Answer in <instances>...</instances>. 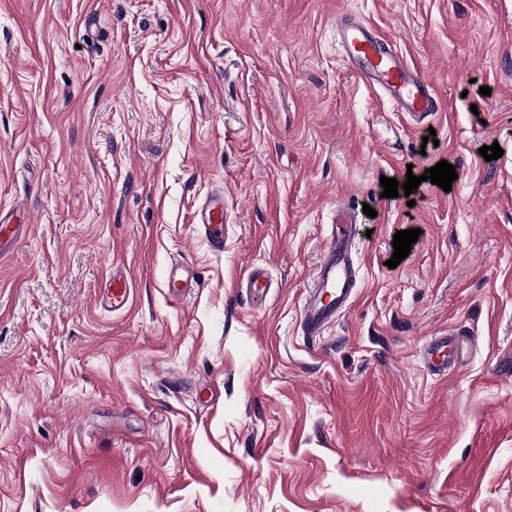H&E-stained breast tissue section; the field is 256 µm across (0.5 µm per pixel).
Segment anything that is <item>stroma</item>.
Listing matches in <instances>:
<instances>
[{
  "label": "stroma",
  "mask_w": 512,
  "mask_h": 512,
  "mask_svg": "<svg viewBox=\"0 0 512 512\" xmlns=\"http://www.w3.org/2000/svg\"><path fill=\"white\" fill-rule=\"evenodd\" d=\"M342 10L436 83L430 122L345 66ZM443 160L451 191L383 197ZM216 187L220 251L195 222ZM1 206L24 231L0 256V512H512V0H0ZM341 223L358 297L309 340ZM462 320L471 355L429 376L421 345ZM129 274L125 269L112 267L108 279L101 289L99 304L112 312L122 310L128 303L131 293ZM241 288H245L250 293L253 302L264 301L270 288L268 278L264 268L252 267L240 282Z\"/></svg>",
  "instance_id": "stroma-1"
}]
</instances>
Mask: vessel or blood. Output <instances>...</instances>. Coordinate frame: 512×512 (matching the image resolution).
Masks as SVG:
<instances>
[{
	"mask_svg": "<svg viewBox=\"0 0 512 512\" xmlns=\"http://www.w3.org/2000/svg\"><path fill=\"white\" fill-rule=\"evenodd\" d=\"M334 24L346 65L364 84L383 92L396 111L422 119L440 111L441 99L434 82L411 65L403 52L391 45L375 27L344 11L337 13ZM199 224L212 247L222 249L223 189H216L205 198ZM21 237V225L14 223L8 211L0 210V252L17 246ZM350 237V225H333L322 249L299 313L300 332L308 339L323 336L356 298L359 268L351 253ZM240 285L249 292L252 301L265 300L269 282L264 268H250ZM130 293L128 273L116 267L105 282L99 303L116 312L127 305ZM471 336L472 331L464 322L430 336L421 350L424 368L431 375L442 377L459 368Z\"/></svg>",
	"mask_w": 512,
	"mask_h": 512,
	"instance_id": "b4317fda",
	"label": "vessel or blood"
}]
</instances>
